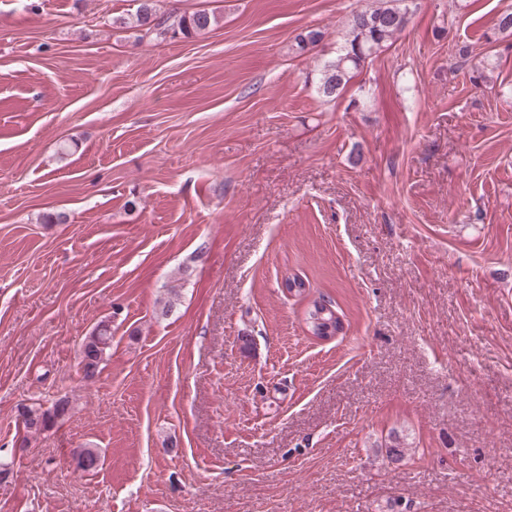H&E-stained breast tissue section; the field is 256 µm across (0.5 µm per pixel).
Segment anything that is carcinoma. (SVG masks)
<instances>
[{
	"mask_svg": "<svg viewBox=\"0 0 512 512\" xmlns=\"http://www.w3.org/2000/svg\"><path fill=\"white\" fill-rule=\"evenodd\" d=\"M136 23L146 35L162 36L177 28L186 36L210 29L217 23V18L207 12L197 11L184 15L177 23L171 24L169 18L157 11L154 0H141L136 11ZM407 24V11L395 4L355 12L350 21L349 38L346 39L342 53L337 56L335 62L328 65L320 79V92L326 97L339 96L350 79L364 67L366 60L384 48L388 41L406 28ZM306 323L310 329L317 328L313 335L318 338L322 337V333L319 332L321 328L326 329L330 337L341 330L336 310L332 307L324 308L323 303L318 300L313 301L307 311ZM111 341V326L105 322L100 323L90 336L85 338L81 357L86 373L95 372ZM68 409L67 400L59 401L51 413L33 408L23 409L22 424L25 435L21 446H27L30 439L50 427V414L59 417L66 414ZM76 457L79 467L87 472L95 470L100 463V454L96 448H81Z\"/></svg>",
	"mask_w": 512,
	"mask_h": 512,
	"instance_id": "1",
	"label": "carcinoma"
}]
</instances>
